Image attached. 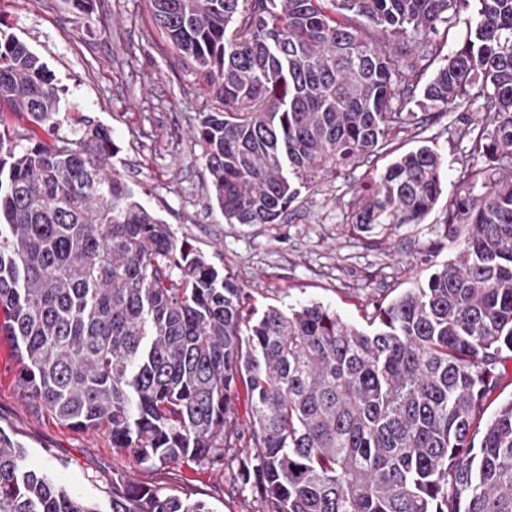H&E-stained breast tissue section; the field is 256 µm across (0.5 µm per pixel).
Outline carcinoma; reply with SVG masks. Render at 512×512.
<instances>
[{
	"instance_id": "obj_1",
	"label": "carcinoma",
	"mask_w": 512,
	"mask_h": 512,
	"mask_svg": "<svg viewBox=\"0 0 512 512\" xmlns=\"http://www.w3.org/2000/svg\"><path fill=\"white\" fill-rule=\"evenodd\" d=\"M149 0L214 102L197 126L211 200L229 224H281L300 189L471 101L440 240L458 256L376 305L370 328L311 303L246 312L244 289L106 171L110 130H57L53 73L0 30V334L25 391L60 422L108 430L162 468L221 461L256 512H512V0ZM435 108L418 116L412 106ZM31 125L22 149L8 118ZM423 144L363 185L350 224H418L442 193ZM110 512H213L112 477ZM0 512H102L25 464L0 434ZM475 17V2L470 0L467 6L461 5L457 16L450 24L452 27L449 31L447 45L444 48V54L451 53L457 49L458 44L466 34V26L469 21H473Z\"/></svg>"
}]
</instances>
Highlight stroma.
<instances>
[{
	"instance_id": "35a3bbf8",
	"label": "stroma",
	"mask_w": 512,
	"mask_h": 512,
	"mask_svg": "<svg viewBox=\"0 0 512 512\" xmlns=\"http://www.w3.org/2000/svg\"><path fill=\"white\" fill-rule=\"evenodd\" d=\"M0 25L25 41L64 90L62 113L107 127L118 153L111 166L138 199L208 262L231 275L247 294V309L319 302L364 327L376 300L423 285L431 268L419 250L439 236L462 160L466 130L480 103L457 108L449 122L406 134L369 164L303 189L282 224H228L206 206L211 184L194 132L213 106L199 74L185 64L155 24L148 0H92L89 12L71 0H0ZM445 160L443 193L418 224L363 234L345 224L357 191L395 154L421 144ZM376 242L365 249L364 239ZM16 352L0 342V430L20 443L25 463L50 471L58 483L107 507L113 474L205 500L213 512H253L255 496L234 483L221 463L184 462L163 469L113 449L107 431L61 424L27 398L18 381Z\"/></svg>"
}]
</instances>
